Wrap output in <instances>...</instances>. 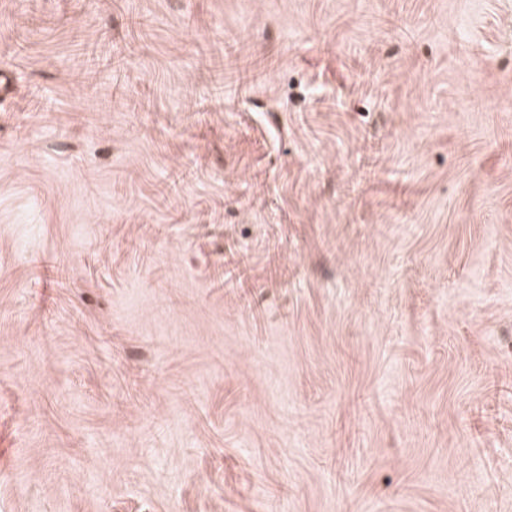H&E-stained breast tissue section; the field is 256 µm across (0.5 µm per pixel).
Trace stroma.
Listing matches in <instances>:
<instances>
[{
	"instance_id": "obj_1",
	"label": "stroma",
	"mask_w": 512,
	"mask_h": 512,
	"mask_svg": "<svg viewBox=\"0 0 512 512\" xmlns=\"http://www.w3.org/2000/svg\"><path fill=\"white\" fill-rule=\"evenodd\" d=\"M0 448V512H512V0H0Z\"/></svg>"
}]
</instances>
